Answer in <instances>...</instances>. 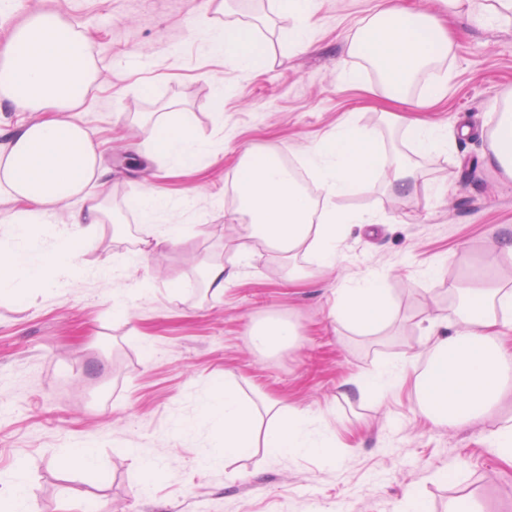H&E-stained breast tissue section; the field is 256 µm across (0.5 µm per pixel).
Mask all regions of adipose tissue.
Listing matches in <instances>:
<instances>
[{"mask_svg": "<svg viewBox=\"0 0 512 512\" xmlns=\"http://www.w3.org/2000/svg\"><path fill=\"white\" fill-rule=\"evenodd\" d=\"M434 4L435 15L428 16L404 0H382L352 38L353 51L378 65L391 98L404 99L406 84L447 54L451 32L445 16L465 8L482 25L500 19L499 14L465 6L464 0ZM197 36L211 52L223 56L226 69L244 72L254 66L252 26H204ZM95 81L84 35L55 13L29 17L0 53V105L41 115L11 131L6 150L0 151V193L16 205L0 219L12 238L11 243H0V293L81 274L73 261L75 249L94 239L105 222L103 205L89 187L102 181L107 170L89 129L75 118ZM493 110L497 120L486 161L512 178L511 88L502 92ZM406 125L414 136L408 156L377 151L371 133L350 121L309 147L305 161L322 191L318 201L274 154L245 150L231 179L239 201L232 221L244 223L247 238L257 244L285 256L304 249L319 265L334 266L349 228L373 221L371 214L339 208L338 199L360 191L381 169L389 173L393 188L413 191L419 178L417 158L447 147L446 127L417 118ZM144 134L153 150L177 167L194 164L205 150L183 112L162 113ZM71 199L81 206L50 251L35 259L20 249L32 225L48 223L53 209ZM333 315L358 332L374 334L384 328L392 311L380 276L366 273L337 289ZM454 315L455 324L440 320L431 361L417 374L415 390L424 417L459 428L498 415L502 403L512 397V350L500 342L504 328L512 324V289L473 272ZM203 408L215 418L212 442L225 454L260 444L282 458L328 452L326 441L312 437L317 418L274 402L256 408L242 399L239 387L228 384L212 391Z\"/></svg>", "mask_w": 512, "mask_h": 512, "instance_id": "obj_1", "label": "adipose tissue"}]
</instances>
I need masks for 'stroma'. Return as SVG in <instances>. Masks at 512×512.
Listing matches in <instances>:
<instances>
[{
  "label": "stroma",
  "mask_w": 512,
  "mask_h": 512,
  "mask_svg": "<svg viewBox=\"0 0 512 512\" xmlns=\"http://www.w3.org/2000/svg\"><path fill=\"white\" fill-rule=\"evenodd\" d=\"M377 4L320 0L308 52L289 46L294 20L276 0H11L0 14V52L42 11L85 35L98 80L80 118L111 170L95 192L114 218L80 249L83 277L0 296V487L22 477L30 512H337L342 503L347 512H396L407 492L422 512H448L461 499L512 512V462L484 444L495 419L450 429L422 418L415 398L430 319L456 308L469 271L512 236V180L485 163L490 107L512 87V22L451 20L454 39L437 63L448 86L424 114L451 129L448 149L420 159L414 191L392 189L382 174L339 199L378 221L353 229L336 268L302 250L286 262L257 245L223 297L205 293L203 267L239 266L246 242L243 226L225 219L237 207L228 187L241 150L300 159L351 119L383 153L409 154L407 130L391 119L406 104L389 101L350 50ZM256 15L267 24L251 73L226 72L192 36L199 22L222 27ZM350 70L357 79L341 81ZM168 106L191 114L208 149L193 167H167L140 129ZM147 190L172 199L184 236L140 257L152 229L129 204ZM106 259L121 265L120 278L96 274ZM289 263L300 272L293 281ZM366 272L381 276L394 313L376 335L331 316L337 288ZM271 320L293 323L297 341L255 349L251 328ZM405 363L413 369L393 391L343 398L345 380ZM228 380L246 398L260 392L322 417L330 460L280 459L259 447L202 465L214 448L200 402ZM85 441L95 469L65 465V449ZM147 459L156 471H145Z\"/></svg>",
  "instance_id": "35a3bbf8"
}]
</instances>
